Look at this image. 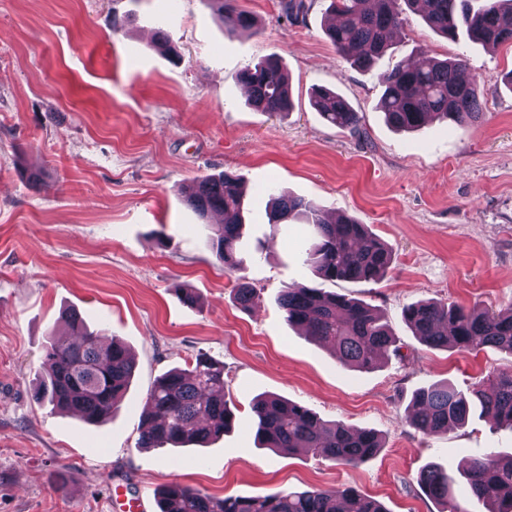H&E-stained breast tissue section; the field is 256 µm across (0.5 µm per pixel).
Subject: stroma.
Wrapping results in <instances>:
<instances>
[{
	"label": "stroma",
	"mask_w": 512,
	"mask_h": 512,
	"mask_svg": "<svg viewBox=\"0 0 512 512\" xmlns=\"http://www.w3.org/2000/svg\"><path fill=\"white\" fill-rule=\"evenodd\" d=\"M281 2L235 0L259 29L229 34L211 0H0V512H120L132 495L159 512L173 483L217 497L351 487L387 512H439L417 483L422 469L455 474L484 451L512 454V429L477 409L445 435L405 419L418 389L469 390L512 370V355L432 349L403 320L420 300L512 303V43L466 46L406 9L400 33L362 71L326 37L329 0H307L293 20ZM160 30L176 55L155 46ZM423 51L465 54L488 90L474 126L386 123L383 73ZM273 53L290 77L293 106L282 117L250 106L238 80ZM318 87L350 102L361 132L320 117ZM226 170L247 187L243 265L232 272L210 247L216 217H198L180 192ZM271 183L367 225L392 249L386 276L314 277L307 225L269 221ZM241 282L259 294L246 309L234 300ZM291 284L376 309L398 354L371 372L342 367L329 346L288 326L279 294ZM185 288L196 305L183 303ZM69 309L136 362L101 424L35 399L43 347L65 333ZM201 354L224 366L233 428L203 447H138L154 380ZM263 394L374 430L383 446L357 467L259 447L252 401Z\"/></svg>",
	"instance_id": "obj_1"
}]
</instances>
